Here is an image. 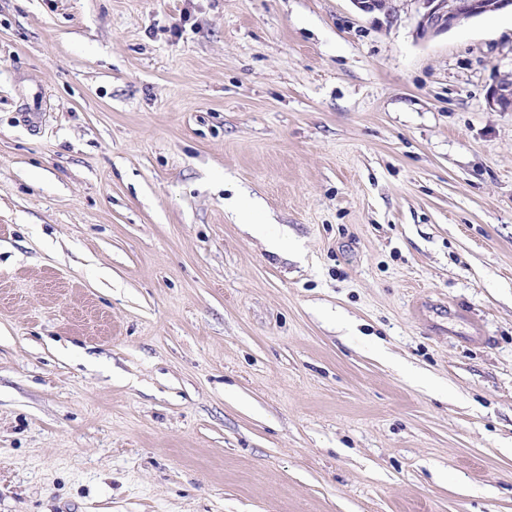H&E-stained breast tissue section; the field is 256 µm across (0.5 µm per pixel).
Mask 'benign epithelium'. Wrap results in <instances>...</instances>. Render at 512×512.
<instances>
[{
	"label": "benign epithelium",
	"instance_id": "7a95c632",
	"mask_svg": "<svg viewBox=\"0 0 512 512\" xmlns=\"http://www.w3.org/2000/svg\"><path fill=\"white\" fill-rule=\"evenodd\" d=\"M362 11L391 16L396 0H352ZM417 5V34L435 37L447 33L465 21L488 13L512 10V0H411ZM489 104L512 109V80L499 82L490 92Z\"/></svg>",
	"mask_w": 512,
	"mask_h": 512
}]
</instances>
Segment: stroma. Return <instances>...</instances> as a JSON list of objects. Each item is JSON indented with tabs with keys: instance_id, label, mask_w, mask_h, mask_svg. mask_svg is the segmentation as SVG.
Segmentation results:
<instances>
[{
	"instance_id": "stroma-1",
	"label": "stroma",
	"mask_w": 512,
	"mask_h": 512,
	"mask_svg": "<svg viewBox=\"0 0 512 512\" xmlns=\"http://www.w3.org/2000/svg\"><path fill=\"white\" fill-rule=\"evenodd\" d=\"M512 13L0 0V512H512ZM417 5V34L435 37L465 21L510 9L512 0H408Z\"/></svg>"
}]
</instances>
